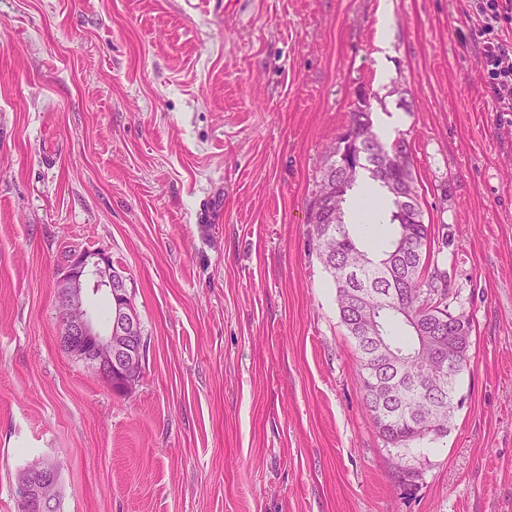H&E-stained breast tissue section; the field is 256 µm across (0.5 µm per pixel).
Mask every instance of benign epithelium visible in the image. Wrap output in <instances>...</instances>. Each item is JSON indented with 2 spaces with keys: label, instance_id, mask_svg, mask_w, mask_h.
Wrapping results in <instances>:
<instances>
[{
  "label": "benign epithelium",
  "instance_id": "1",
  "mask_svg": "<svg viewBox=\"0 0 512 512\" xmlns=\"http://www.w3.org/2000/svg\"><path fill=\"white\" fill-rule=\"evenodd\" d=\"M407 167L406 152L379 153V173L392 178L393 194L410 204L414 196L406 194L403 182L393 179L397 171ZM325 183L328 190L316 196V204L310 211L312 224H333L338 217L333 210L338 187L336 177L327 176ZM129 283L125 271L114 265L112 256L104 249L72 253L57 281L63 347L74 351L108 384L122 391L138 378L145 351ZM95 293L106 295L110 304L109 319L104 327L87 303V298ZM16 494L23 509L34 506L42 512H51L60 498V472L56 463L44 459L19 471Z\"/></svg>",
  "mask_w": 512,
  "mask_h": 512
}]
</instances>
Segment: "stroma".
Returning a JSON list of instances; mask_svg holds the SVG:
<instances>
[{"label":"stroma","mask_w":512,"mask_h":512,"mask_svg":"<svg viewBox=\"0 0 512 512\" xmlns=\"http://www.w3.org/2000/svg\"><path fill=\"white\" fill-rule=\"evenodd\" d=\"M391 2L383 83L380 0H0V512L41 459L60 512H512V112L470 0ZM364 94L472 320L447 434L403 446L308 222ZM98 248L147 341L125 394L59 340V270ZM379 33H378V43L377 46L381 50L377 52L379 66H378V78L380 81H384L386 79V69L384 66V62L386 61L385 52L387 48V43L385 41V34L388 26L392 24L393 21V13H392V3L389 1L381 0L379 10Z\"/></svg>","instance_id":"obj_1"}]
</instances>
